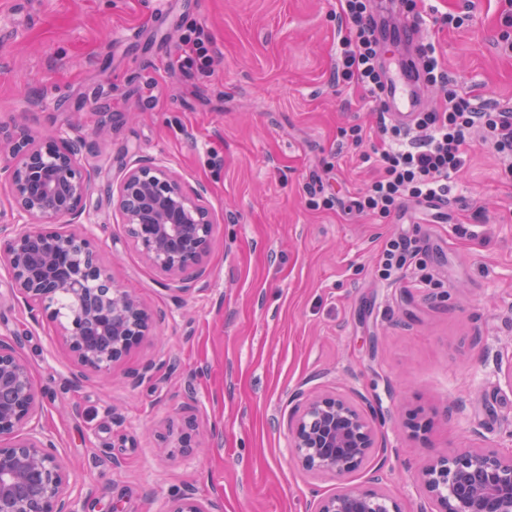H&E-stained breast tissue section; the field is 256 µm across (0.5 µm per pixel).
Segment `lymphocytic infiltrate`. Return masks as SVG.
Returning <instances> with one entry per match:
<instances>
[{
    "label": "lymphocytic infiltrate",
    "mask_w": 512,
    "mask_h": 512,
    "mask_svg": "<svg viewBox=\"0 0 512 512\" xmlns=\"http://www.w3.org/2000/svg\"><path fill=\"white\" fill-rule=\"evenodd\" d=\"M339 5L347 26L339 40L336 74L381 103L385 76L374 0H339ZM381 130L384 139L372 148L377 174L353 202L365 215L386 218L409 202L447 199L448 182L464 168L473 135L512 157V111L453 91L439 106L418 112L413 130L391 123Z\"/></svg>",
    "instance_id": "obj_1"
}]
</instances>
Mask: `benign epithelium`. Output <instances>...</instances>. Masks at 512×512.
I'll return each mask as SVG.
<instances>
[{"label":"benign epithelium","mask_w":512,"mask_h":512,"mask_svg":"<svg viewBox=\"0 0 512 512\" xmlns=\"http://www.w3.org/2000/svg\"><path fill=\"white\" fill-rule=\"evenodd\" d=\"M80 137L38 140L23 127L0 130V181L9 184L21 227L0 243V266L31 309L63 296L57 336L78 374L108 373L144 337L153 315L136 296L112 284L109 268L81 218L91 176L78 160ZM206 188L186 187L162 160L140 158L120 182L115 206L127 236L156 269L182 285L204 275L215 221ZM288 415L291 455L308 471L337 482L317 512H400L375 488L345 483L378 447L371 406L325 391L294 395ZM43 394L16 345L0 340V512H78L71 476L51 439L38 428ZM421 482L436 512H512V453L477 446L432 459ZM163 512H218L217 503L187 486Z\"/></svg>","instance_id":"7a95c632"}]
</instances>
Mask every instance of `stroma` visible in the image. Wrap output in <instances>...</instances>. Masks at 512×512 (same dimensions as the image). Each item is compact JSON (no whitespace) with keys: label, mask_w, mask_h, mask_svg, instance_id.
<instances>
[{"label":"stroma","mask_w":512,"mask_h":512,"mask_svg":"<svg viewBox=\"0 0 512 512\" xmlns=\"http://www.w3.org/2000/svg\"><path fill=\"white\" fill-rule=\"evenodd\" d=\"M505 0H426L447 88L512 108ZM464 17L461 27L433 15ZM338 0H0V127L83 137L91 173L81 218L113 282L157 326L108 376L74 378L52 309L29 310L0 266V339L43 393L40 423L73 478L79 512H162L191 484L222 512H314L336 483L291 460L296 392L366 400L380 446L371 474L402 512H435L418 473L477 430L512 450V391L493 373L512 354V181L474 139L448 198L387 218L351 211L382 138L364 91L333 80ZM212 38L206 69L166 70L187 29ZM107 124V141L96 130ZM362 129V143L344 129ZM163 159L205 185L215 221L205 274L180 290L124 231L112 197L126 166ZM331 206H322V199ZM420 240L425 270L382 278L386 243ZM151 367L150 380L134 383ZM464 409L452 416L455 399ZM430 421L407 428L412 413ZM208 433L190 451L173 428Z\"/></svg>","instance_id":"35a3bbf8"}]
</instances>
